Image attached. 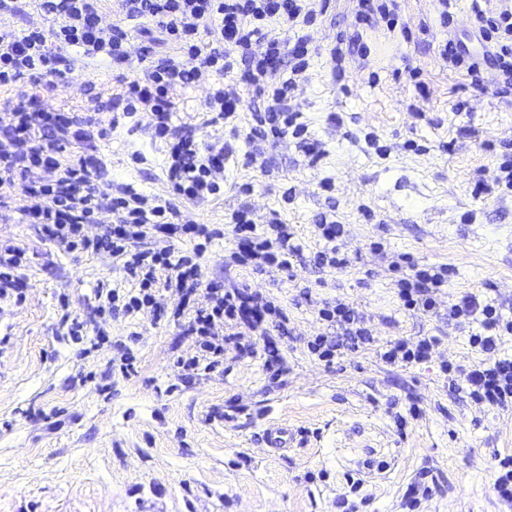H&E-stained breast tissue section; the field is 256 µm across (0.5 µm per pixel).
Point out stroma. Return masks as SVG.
I'll list each match as a JSON object with an SVG mask.
<instances>
[{
  "instance_id": "35a3bbf8",
  "label": "stroma",
  "mask_w": 512,
  "mask_h": 512,
  "mask_svg": "<svg viewBox=\"0 0 512 512\" xmlns=\"http://www.w3.org/2000/svg\"><path fill=\"white\" fill-rule=\"evenodd\" d=\"M435 37L413 33L381 38L377 86L360 74L335 81L314 66L300 92L304 117L324 153L305 158L287 140L267 146L268 173L247 165L238 145L224 167V195L183 203L182 215L217 228L205 257V274L226 287L249 285L288 310L290 332L281 343L288 372L273 383L263 354L227 351L213 371L183 378L179 356L189 338L172 316L161 321H107L109 341L81 355L61 322L64 310L88 318L99 283L125 287V274L109 255L67 252L21 223L17 209L0 211V242L24 247L20 272L29 283L23 304L0 302V512H340L342 493L368 498L365 512H403L407 485L429 470L435 490L416 512H512L493 490L499 458L512 456V407L476 403L449 387L443 363L466 369L485 360L471 346L478 324L458 327L446 314L407 312L395 294L390 256L418 264H447L454 274L439 296L447 305L465 293L495 303L512 317V194L476 196V180L494 182L497 148L512 145V97L496 93L495 80L473 88L433 53ZM423 70L430 96L418 100L413 85L396 75L403 59ZM111 87L104 64H76L69 84L50 91V102L79 110L87 81ZM469 101L458 116L451 106ZM426 112L418 121L410 103ZM205 93L181 96V117L198 137L225 136L223 124L206 123ZM339 123H330V115ZM150 113L137 126L120 125L100 152L106 179L168 197L165 147L148 133ZM375 132L392 145L389 157L366 150ZM424 145L404 150L406 140ZM142 163H132V152ZM330 178L333 192L319 183ZM252 184L258 213L282 208L306 254L294 274H253L225 269L233 250L224 213L236 205V187ZM293 188V204L281 203ZM335 209L347 232L348 268H316V216ZM472 222H462L464 213ZM383 238L387 256L369 249ZM352 303L369 321L372 345L344 352L325 366L307 348L326 332L318 310L325 301ZM433 336L428 361L391 366L379 355L395 339ZM127 339L136 362L129 374L112 372L109 394L100 375L111 370L112 342ZM419 406L410 418V406ZM296 432L292 448L271 452L259 439L269 423Z\"/></svg>"
}]
</instances>
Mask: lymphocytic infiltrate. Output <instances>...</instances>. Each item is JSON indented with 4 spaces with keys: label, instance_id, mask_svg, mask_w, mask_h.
<instances>
[{
    "label": "lymphocytic infiltrate",
    "instance_id": "obj_1",
    "mask_svg": "<svg viewBox=\"0 0 512 512\" xmlns=\"http://www.w3.org/2000/svg\"><path fill=\"white\" fill-rule=\"evenodd\" d=\"M103 0H0V18L18 16L33 8L52 16L49 31L15 32L0 28V208L14 193L27 200L23 223L34 225L42 238L70 252L101 254L122 259L130 283L126 293L96 291V316L158 319L164 314L156 300L157 269L168 270L165 281L174 292V318L185 319L184 334L194 352L179 357L181 371L214 369L226 350L239 355L263 350L267 368L284 370L279 336L288 332V313L263 292L249 287H225L204 277V259L215 233L207 225L185 221L177 200L195 203L224 194V163L235 147L220 139L204 141L179 125L178 95L192 88L207 91L206 106L228 124L232 135H243L250 149L248 165L266 169L267 158L252 150L255 140L291 139L308 156H320L322 144L311 137L296 92L311 79L319 48L312 34L326 16L331 0H115L112 22L103 25ZM353 38L337 37L329 50L332 71L352 67L363 71L368 84L380 75L373 63L377 36L409 34L397 0H356ZM438 25L444 37L437 57L465 71L474 87H482V70H495L497 83L512 91V7L502 0H472L473 37L481 47L472 53L452 33L459 0H435ZM104 58L114 86L111 95L94 82L80 89L81 111L67 112L41 97L44 88L65 81L75 55ZM250 112L248 132L236 120ZM153 116L150 134L168 148L167 182L172 200L146 195L129 184L103 181L104 160L97 144L109 140L121 121L137 113ZM252 186L241 188L242 200L225 218L232 226L235 266L256 273L292 271L303 245L279 210L260 215L248 197ZM115 217L96 237L84 233L101 209ZM319 248L314 263L343 269L350 260L342 251L345 230L335 214H321L315 223ZM154 246H146V239ZM25 251L0 246V300L22 303L28 283L20 275ZM398 272L397 298L408 311L437 312V296L453 270L448 265H410L391 262ZM206 292L208 307L194 304ZM326 333L308 342L312 356L332 365L342 348L373 343L366 320L352 305L323 303L318 310ZM456 324L478 323L470 342L487 354L486 362L464 373V388L479 403L512 404V359L497 355L502 334H512V320L499 308L467 293L448 306ZM259 335L262 347L248 343Z\"/></svg>",
    "mask_w": 512,
    "mask_h": 512
}]
</instances>
